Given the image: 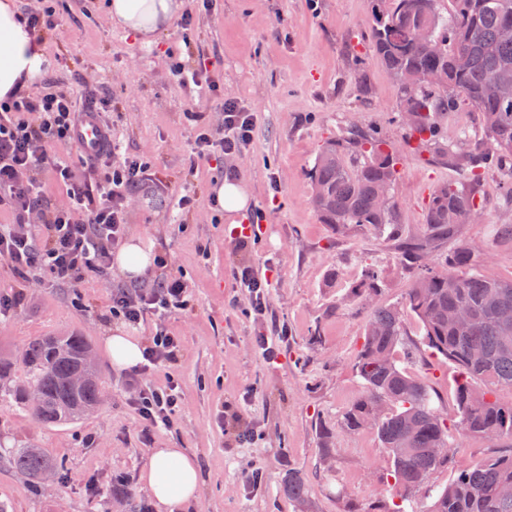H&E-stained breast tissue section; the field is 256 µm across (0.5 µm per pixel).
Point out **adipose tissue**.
<instances>
[{"instance_id":"1","label":"adipose tissue","mask_w":512,"mask_h":512,"mask_svg":"<svg viewBox=\"0 0 512 512\" xmlns=\"http://www.w3.org/2000/svg\"><path fill=\"white\" fill-rule=\"evenodd\" d=\"M179 7L178 0H107L106 4L110 20L146 38L160 31ZM50 64L10 0H0V100L20 83L32 82ZM141 481L162 512H178L199 497L198 459L183 448L153 449Z\"/></svg>"}]
</instances>
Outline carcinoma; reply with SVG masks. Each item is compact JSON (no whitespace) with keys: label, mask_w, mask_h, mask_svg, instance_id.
I'll return each instance as SVG.
<instances>
[{"label":"carcinoma","mask_w":512,"mask_h":512,"mask_svg":"<svg viewBox=\"0 0 512 512\" xmlns=\"http://www.w3.org/2000/svg\"><path fill=\"white\" fill-rule=\"evenodd\" d=\"M431 2L425 10L419 0H370L369 41L398 85L400 107L415 111L405 143L460 176L434 188L424 233L399 245L401 260L413 273L405 306L418 318L422 341L460 369L456 415L448 419L434 405L435 390L402 366L409 357L399 350L406 335L402 315L397 307L381 304L367 321L356 358L364 394L341 413L337 425L349 434L369 428L388 449L389 472L379 482L393 483L399 493L392 512H407L421 494L430 499L425 512H512V497L501 495L512 487V454L461 464L445 487L428 485L430 474L451 462V456H437L433 449L452 448L456 437L512 442V405L496 398L498 389H512V281L471 271L474 253L464 245L444 258L441 270L425 264L457 228L448 223V211L457 212L458 224L482 214L486 169L494 161L512 162V107L484 94L486 83L500 74V60L512 59V0ZM424 29L430 31L427 41L421 37ZM435 70L444 71L446 85L415 82V76ZM463 106L475 111L481 130L478 137L462 132L464 150L445 141L440 131L448 113ZM398 177L392 146L353 126L347 137L326 142L308 170L311 205L337 235L371 229L391 239L399 231L397 202L383 201L380 191ZM382 288L380 270L370 266L351 294L377 296ZM461 308L475 313L468 330L448 321V314ZM23 361L25 376L18 378L0 359V387L37 421L73 424L98 406L99 371L86 337H36L26 344ZM8 462L34 479L58 469L46 451L31 446L12 449ZM283 492L295 505L308 504L304 473L288 470Z\"/></svg>","instance_id":"obj_1"}]
</instances>
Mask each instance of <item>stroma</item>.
Segmentation results:
<instances>
[{
    "mask_svg": "<svg viewBox=\"0 0 512 512\" xmlns=\"http://www.w3.org/2000/svg\"><path fill=\"white\" fill-rule=\"evenodd\" d=\"M101 3L54 0L58 25L35 40L52 64L46 78L26 91L77 88L86 107L110 99L113 140L122 154L150 165L158 188L130 206L127 235L152 254H166L169 269L189 282L190 307L165 321L182 338L173 371L182 382L183 403L177 429L143 440L139 419L126 403L124 376L112 370L103 345L120 325L108 311L112 287L125 282L117 269L86 279L75 292L45 272L19 277L0 261V289L23 296L13 314L0 319V356L20 373L31 338L79 333L91 344L102 384L94 412L69 425H43L0 397V504L7 512H139L144 505L158 512L140 480L155 448H186L197 456L201 494L184 512H295L282 492L292 467L306 476L314 512H347L352 501L363 507L393 504L392 493L377 480L388 466L387 449L372 431L346 434L336 421L363 394L354 364L372 301L351 297V284L365 267L377 266L382 301L398 305L410 274L395 241L368 231L336 236L321 224L310 204L307 171L323 142L349 125L375 132L400 154L398 222L409 234L424 224L432 189L456 174L406 146L397 86L367 41L369 0H213L208 11L182 0V11L195 13L191 29L172 21L149 41L109 21ZM173 55L190 65L208 58L224 97L255 113L248 151L189 171L194 134L188 112H204L216 127L221 115L210 98L171 74ZM228 168L251 195L247 210L234 215L216 209L209 193ZM510 184L511 172L487 169L482 217L459 225L431 254L432 266H441L463 244L475 251L478 272L512 279V240L497 234L499 225L512 224V202L505 198ZM185 194L195 206L183 213L177 203ZM242 224L255 225L258 235L245 257L271 283L262 319L247 315L246 294L232 278L244 257L235 242ZM166 270L150 266L140 286H150ZM279 322L291 334L278 360L269 362L254 338ZM405 323V341L416 350L409 371L429 382L441 410L450 412L458 367L422 343L413 316ZM247 390L253 396L242 412L254 436L236 447L216 418ZM320 423L331 428L337 450L327 469L319 464ZM22 443L46 449L60 470L37 481L9 467L8 451ZM511 453L508 441L459 438L451 464L434 470L429 482L446 486L455 464ZM253 470L262 471L263 482L249 491L243 480ZM91 481L98 496L87 490Z\"/></svg>",
    "mask_w": 512,
    "mask_h": 512,
    "instance_id": "1",
    "label": "stroma"
}]
</instances>
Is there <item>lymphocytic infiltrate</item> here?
<instances>
[{
  "instance_id": "f902f5d3",
  "label": "lymphocytic infiltrate",
  "mask_w": 512,
  "mask_h": 512,
  "mask_svg": "<svg viewBox=\"0 0 512 512\" xmlns=\"http://www.w3.org/2000/svg\"><path fill=\"white\" fill-rule=\"evenodd\" d=\"M170 69L183 84L204 87L208 97L219 100L224 112L221 129H213L204 113H190L195 139L188 156L190 167L218 155L244 153L252 144L254 114L241 101L222 98L218 84L205 78V64L189 68L172 58ZM74 91H54L40 96L21 95L0 102V209H9L13 223L0 225V259L21 274L44 271L72 288L92 275L108 270L112 254L126 234V202L151 182L147 162L135 156L113 162L114 147L102 149L87 176L76 178L55 145L71 140L77 122ZM48 170L62 187L69 204L44 209L42 182L32 170ZM232 277L249 300L250 315L264 316L269 282L250 263L240 262ZM190 291L183 274L168 273L153 287L112 289L110 311L131 328H139L147 315L165 316L187 309ZM180 337L157 326L143 350L139 366L125 379L127 402L136 412L143 433L169 429L181 405V388L169 368L181 350ZM164 372L163 385L152 375Z\"/></svg>"
}]
</instances>
